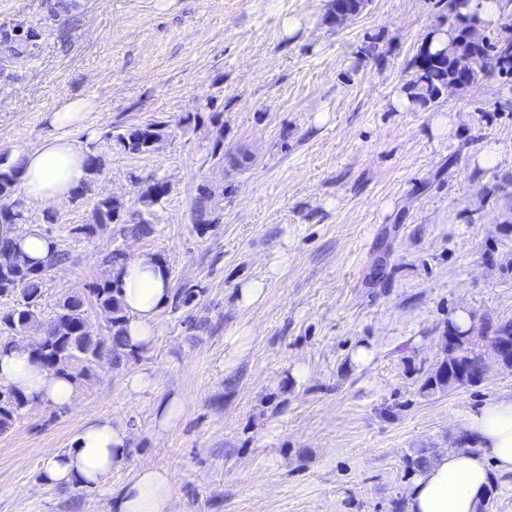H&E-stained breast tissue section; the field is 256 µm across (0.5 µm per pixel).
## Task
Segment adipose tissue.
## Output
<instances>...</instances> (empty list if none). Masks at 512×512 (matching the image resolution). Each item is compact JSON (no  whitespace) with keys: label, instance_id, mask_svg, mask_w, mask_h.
Listing matches in <instances>:
<instances>
[{"label":"adipose tissue","instance_id":"adipose-tissue-1","mask_svg":"<svg viewBox=\"0 0 512 512\" xmlns=\"http://www.w3.org/2000/svg\"><path fill=\"white\" fill-rule=\"evenodd\" d=\"M95 105L86 97H63L47 116L51 131L37 145L12 151L7 159L17 171L21 197L29 203L53 205L78 192L88 177V144L76 137ZM13 244L29 265L39 266L55 249L54 241L36 226L0 219V242ZM111 277L120 289L127 312L126 349L148 350L157 317L172 294L171 271L154 252L134 251L115 267ZM0 384L11 386L29 403L72 407L77 382L51 376L36 361L28 343L0 348ZM462 425L475 440V451L450 450L436 456L419 472L408 490L407 512H476L493 473H512V398L484 403L467 412ZM130 429L123 421L102 417L88 422L70 447L48 453L41 475L46 484L104 492L113 468L131 449ZM173 488L161 467H141L121 491L118 512H171Z\"/></svg>","mask_w":512,"mask_h":512}]
</instances>
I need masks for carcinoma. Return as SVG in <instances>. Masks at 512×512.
<instances>
[{"instance_id": "carcinoma-1", "label": "carcinoma", "mask_w": 512, "mask_h": 512, "mask_svg": "<svg viewBox=\"0 0 512 512\" xmlns=\"http://www.w3.org/2000/svg\"><path fill=\"white\" fill-rule=\"evenodd\" d=\"M448 20L435 30L446 36L441 47L425 45L412 64L414 77L405 84L411 102L428 107L435 103L448 87L463 91L482 80L488 73V65L494 60L502 70H512V41L493 44L481 29L475 17H464L457 10V0H446ZM467 56L471 66L463 73L456 65L457 57ZM165 126L147 123L129 128L114 136L124 150L133 154L153 151L164 136ZM14 171L0 170V216L24 219V213L16 210V204H5L16 187ZM167 188L160 182L147 186L141 195L142 203L148 207L161 201ZM125 224L134 235L150 232V213L142 210L126 213L124 204L114 197H102L93 206L91 222L82 224L77 231L91 235L107 224ZM69 259L68 252L58 249L42 265L33 268L21 260L12 245L0 242V295L20 296L17 306L0 312V347L12 345L13 336L33 325H38L41 342L33 348L36 359L50 375L70 374L76 382L87 375L90 365L104 357L120 364L127 356L124 323L127 321L125 307L119 296L116 282L103 279L89 289L90 298L82 295H63L56 302L47 319L40 318L42 284L48 275L61 263ZM93 302L105 315V325L96 328L91 323L87 302ZM472 328H463L454 320H448V335L442 337L443 358L436 371L425 379L422 389L429 393L448 388V377H453L457 386L477 384L472 367L480 357L477 345L472 342ZM483 333L486 336H512V318H485ZM28 400L19 392L0 386V433L7 431L25 408ZM431 452L419 448L406 456L405 469L418 473L428 463Z\"/></svg>"}]
</instances>
